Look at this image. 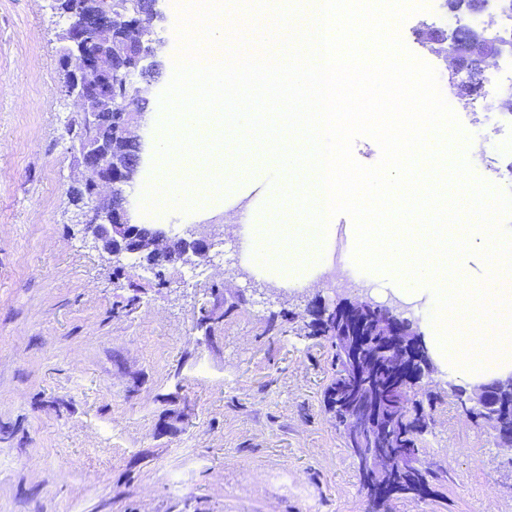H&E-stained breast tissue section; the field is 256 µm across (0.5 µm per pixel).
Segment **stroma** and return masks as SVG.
<instances>
[{"instance_id":"35a3bbf8","label":"stroma","mask_w":512,"mask_h":512,"mask_svg":"<svg viewBox=\"0 0 512 512\" xmlns=\"http://www.w3.org/2000/svg\"><path fill=\"white\" fill-rule=\"evenodd\" d=\"M157 7L161 66L139 81L153 113L177 47L173 0ZM65 24L48 0H0V512H369L324 403L329 343L303 326L314 303L374 290L370 267L290 291L228 259L239 233L215 211L207 259L113 280L70 221ZM220 300L231 312L198 328ZM432 395L421 459L446 478L388 512H512V453L436 372L414 387Z\"/></svg>"}]
</instances>
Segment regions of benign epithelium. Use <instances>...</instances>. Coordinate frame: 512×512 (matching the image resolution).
I'll return each mask as SVG.
<instances>
[{"mask_svg": "<svg viewBox=\"0 0 512 512\" xmlns=\"http://www.w3.org/2000/svg\"><path fill=\"white\" fill-rule=\"evenodd\" d=\"M90 11L76 15L65 13L67 26L57 34L68 71L67 83L62 92L79 101L87 127L96 129L107 119L106 111L120 112L126 119V129L142 125L146 111L131 108L130 88L135 86L133 76L151 73L156 67V50L141 46L122 63L121 78L105 79L101 60L112 56V0H95ZM132 149L122 159L112 158L109 144L78 147L69 141V150L81 171V185L85 202L74 208L75 225L80 227L85 247L112 263V275L121 276L126 261L135 259L139 264L156 268L154 258L167 254L170 263L193 265L195 258L207 255L223 240L217 237L213 224H190L179 237L169 236L167 230L156 225L145 237L137 236L138 225L132 222L124 203L126 187L131 185L139 172L142 161V143L129 137ZM324 317L340 326L336 342L345 348L346 368L343 372L344 387L336 392V407L345 412L344 431L360 443L351 449L357 469L369 481V489L382 488L381 478L392 470L395 455L378 447L387 432L386 401L378 395L359 396L351 393V386L358 385L371 370L380 365L385 348H372L370 339L363 337L368 323L365 315L383 311L384 326L390 349L401 356L404 368L418 363L414 374L398 387L410 391L419 382L427 367L420 364L423 345L420 338L410 341L402 336L396 324L395 309L379 305L367 298L362 302L344 301L319 304ZM465 412L474 420H481L496 430L500 423L511 417L512 404L499 400L479 385L460 401Z\"/></svg>", "mask_w": 512, "mask_h": 512, "instance_id": "7a95c632", "label": "benign epithelium"}]
</instances>
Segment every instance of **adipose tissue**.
<instances>
[{
  "mask_svg": "<svg viewBox=\"0 0 512 512\" xmlns=\"http://www.w3.org/2000/svg\"><path fill=\"white\" fill-rule=\"evenodd\" d=\"M336 163L333 152L311 158L310 223L278 205L249 218L248 253L289 280L319 285L345 275V265L331 258L344 235L352 259L375 267L397 300L432 308L424 341L443 378L473 387L512 376V227L433 224L425 211L407 207L399 224L337 229Z\"/></svg>",
  "mask_w": 512,
  "mask_h": 512,
  "instance_id": "ef3b65f1",
  "label": "adipose tissue"
}]
</instances>
